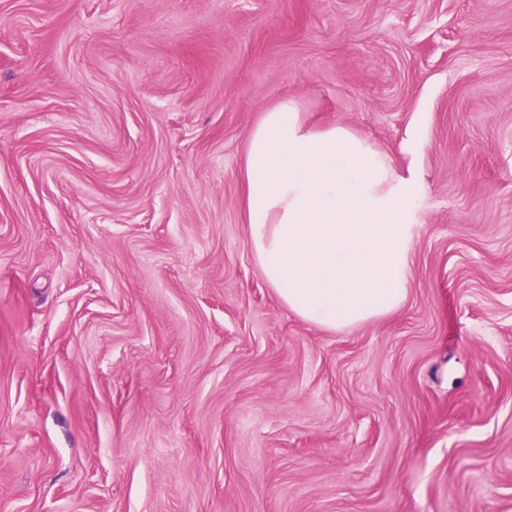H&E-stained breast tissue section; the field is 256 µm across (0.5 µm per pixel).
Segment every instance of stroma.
Listing matches in <instances>:
<instances>
[{
    "label": "stroma",
    "instance_id": "stroma-1",
    "mask_svg": "<svg viewBox=\"0 0 512 512\" xmlns=\"http://www.w3.org/2000/svg\"><path fill=\"white\" fill-rule=\"evenodd\" d=\"M285 98L429 186L392 315L247 248ZM0 512H512V0H0Z\"/></svg>",
    "mask_w": 512,
    "mask_h": 512
}]
</instances>
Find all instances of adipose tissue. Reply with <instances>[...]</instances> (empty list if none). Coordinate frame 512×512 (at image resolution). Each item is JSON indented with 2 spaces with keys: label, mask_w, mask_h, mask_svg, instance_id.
<instances>
[{
  "label": "adipose tissue",
  "mask_w": 512,
  "mask_h": 512,
  "mask_svg": "<svg viewBox=\"0 0 512 512\" xmlns=\"http://www.w3.org/2000/svg\"><path fill=\"white\" fill-rule=\"evenodd\" d=\"M244 167L247 244L288 310L338 332L405 304L420 176L346 127L308 128L290 100L249 132Z\"/></svg>",
  "instance_id": "ef3b65f1"
}]
</instances>
